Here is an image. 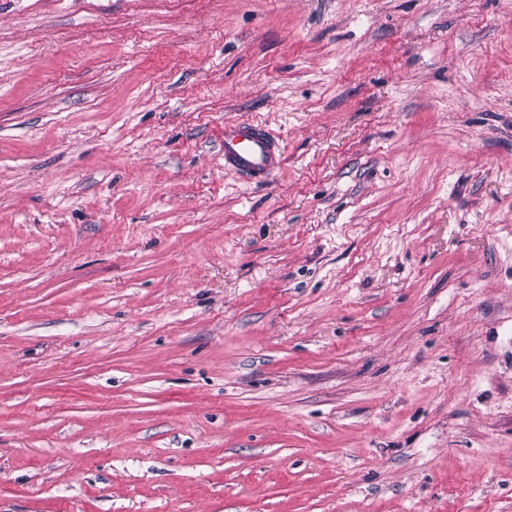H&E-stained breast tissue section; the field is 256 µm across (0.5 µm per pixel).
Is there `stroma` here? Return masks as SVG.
<instances>
[{
    "instance_id": "35a3bbf8",
    "label": "stroma",
    "mask_w": 512,
    "mask_h": 512,
    "mask_svg": "<svg viewBox=\"0 0 512 512\" xmlns=\"http://www.w3.org/2000/svg\"><path fill=\"white\" fill-rule=\"evenodd\" d=\"M0 512H512V0H0ZM279 141L261 123L229 122L224 124V168L245 181L260 183L284 165Z\"/></svg>"
}]
</instances>
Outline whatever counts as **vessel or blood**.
I'll use <instances>...</instances> for the list:
<instances>
[{"instance_id": "vessel-or-blood-1", "label": "vessel or blood", "mask_w": 512, "mask_h": 512, "mask_svg": "<svg viewBox=\"0 0 512 512\" xmlns=\"http://www.w3.org/2000/svg\"><path fill=\"white\" fill-rule=\"evenodd\" d=\"M284 165L279 141L263 124L225 122L224 167L242 179L260 183Z\"/></svg>"}]
</instances>
